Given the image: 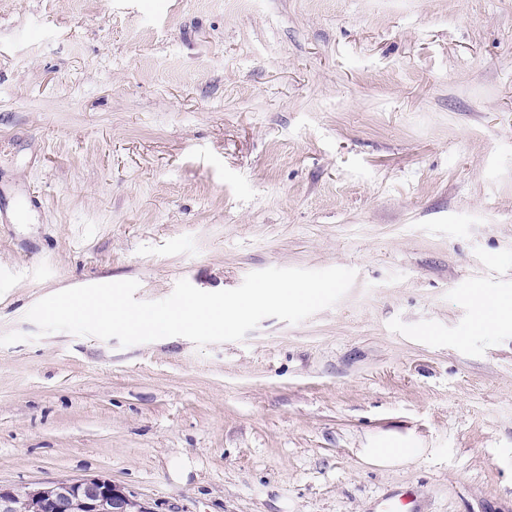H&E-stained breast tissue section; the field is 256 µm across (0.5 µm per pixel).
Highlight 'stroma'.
Masks as SVG:
<instances>
[{"instance_id":"stroma-1","label":"stroma","mask_w":512,"mask_h":512,"mask_svg":"<svg viewBox=\"0 0 512 512\" xmlns=\"http://www.w3.org/2000/svg\"><path fill=\"white\" fill-rule=\"evenodd\" d=\"M0 486L512 512V0H0ZM354 269L239 342L35 339L64 289ZM423 454L395 468L362 448ZM483 313L477 323L480 327L493 328L502 321L512 320L511 307L502 305L496 299H484L482 302ZM397 438H385L376 447L362 448L361 455L368 463L379 466L410 464L423 454L422 449L403 447ZM418 510L415 493L413 491H406L400 496H383L378 512H420Z\"/></svg>"}]
</instances>
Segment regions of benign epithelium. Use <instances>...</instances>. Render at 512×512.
Wrapping results in <instances>:
<instances>
[{"instance_id":"benign-epithelium-1","label":"benign epithelium","mask_w":512,"mask_h":512,"mask_svg":"<svg viewBox=\"0 0 512 512\" xmlns=\"http://www.w3.org/2000/svg\"><path fill=\"white\" fill-rule=\"evenodd\" d=\"M23 498L28 512H69L78 502L82 512H125L129 495L102 477L60 480L24 493L0 487V512H14L15 500Z\"/></svg>"}]
</instances>
